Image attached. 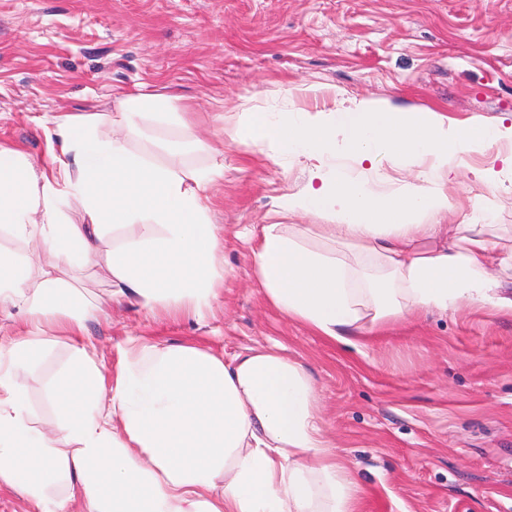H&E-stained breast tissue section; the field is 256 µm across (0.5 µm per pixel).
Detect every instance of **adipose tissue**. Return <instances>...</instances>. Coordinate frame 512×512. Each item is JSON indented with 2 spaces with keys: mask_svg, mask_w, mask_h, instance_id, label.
<instances>
[{
  "mask_svg": "<svg viewBox=\"0 0 512 512\" xmlns=\"http://www.w3.org/2000/svg\"><path fill=\"white\" fill-rule=\"evenodd\" d=\"M179 120L166 96L138 94L59 121L48 167L0 144V233L87 265L109 230L138 227L108 253L118 289L151 312L210 308L224 258L207 199L224 170H185L130 146L146 122ZM102 125L110 138L98 137ZM233 138L309 164L306 187L277 203L292 223L250 231L256 281L288 318L357 349L417 313L490 303L512 313V298L491 295L487 225L438 221L463 156L497 143L512 165V126L350 97L315 116L241 112ZM352 165L369 172L352 176ZM393 170L409 176L406 190H384ZM72 200L78 224L63 212ZM2 296L24 307L27 329L0 344V488L39 512H360L362 486L323 428L314 382L278 347L227 360L131 336L109 383L96 345L80 339L94 305L58 266L35 275L0 247ZM52 330L73 352L49 393L56 424L42 430L15 366L38 358Z\"/></svg>",
  "mask_w": 512,
  "mask_h": 512,
  "instance_id": "1",
  "label": "adipose tissue"
}]
</instances>
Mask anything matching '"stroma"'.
Listing matches in <instances>:
<instances>
[{"label":"stroma","mask_w":512,"mask_h":512,"mask_svg":"<svg viewBox=\"0 0 512 512\" xmlns=\"http://www.w3.org/2000/svg\"><path fill=\"white\" fill-rule=\"evenodd\" d=\"M162 93L190 105L207 146L184 147L174 126L150 125L159 161L223 167L210 192L222 228L224 286L203 314L145 313L115 297L105 258L59 264L101 304L84 335L113 376L126 337L200 343L232 358L279 344L311 374L337 454L364 487L363 512H512V315L491 308L433 313L350 352L272 307L254 284L244 228L273 224L276 199L303 189L305 163L276 165L264 146L231 138L242 109L284 101L317 111L355 96L434 110L456 123L512 125V0H0V143L50 162L56 119L112 111ZM494 145L466 157L448 185V221L473 220L489 193L494 266L512 293V169ZM62 339L19 366L32 426L47 428Z\"/></svg>","instance_id":"stroma-1"}]
</instances>
